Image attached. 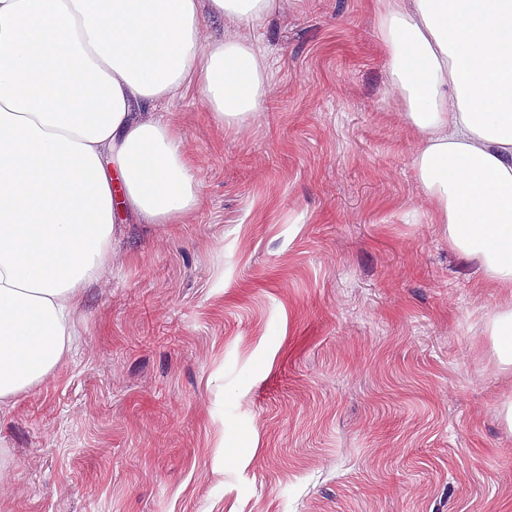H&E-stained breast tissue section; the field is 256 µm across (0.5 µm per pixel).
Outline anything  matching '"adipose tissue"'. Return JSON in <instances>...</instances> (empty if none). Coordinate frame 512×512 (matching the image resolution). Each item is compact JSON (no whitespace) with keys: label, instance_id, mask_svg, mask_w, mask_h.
Listing matches in <instances>:
<instances>
[{"label":"adipose tissue","instance_id":"obj_1","mask_svg":"<svg viewBox=\"0 0 512 512\" xmlns=\"http://www.w3.org/2000/svg\"><path fill=\"white\" fill-rule=\"evenodd\" d=\"M277 0H0V404L66 355L117 213L178 224L200 204L156 110L197 86L220 127L254 121L264 63L208 18ZM390 80L420 137L413 169L451 248L512 288V0H375Z\"/></svg>","mask_w":512,"mask_h":512}]
</instances>
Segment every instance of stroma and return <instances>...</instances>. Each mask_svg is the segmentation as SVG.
I'll list each match as a JSON object with an SVG mask.
<instances>
[{"label":"stroma","instance_id":"35a3bbf8","mask_svg":"<svg viewBox=\"0 0 512 512\" xmlns=\"http://www.w3.org/2000/svg\"><path fill=\"white\" fill-rule=\"evenodd\" d=\"M206 31L263 57L261 117L160 105L201 204L118 214L69 353L0 406V512H512V288L429 221L372 0ZM497 359L502 371H512V308L495 313L488 320Z\"/></svg>","mask_w":512,"mask_h":512}]
</instances>
